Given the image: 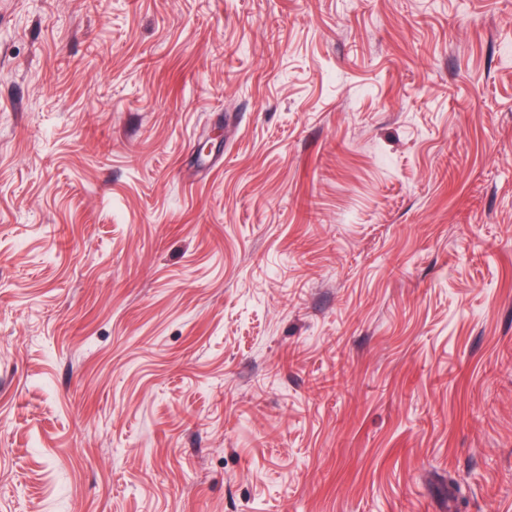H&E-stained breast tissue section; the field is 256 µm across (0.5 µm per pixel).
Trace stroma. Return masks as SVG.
<instances>
[{
  "mask_svg": "<svg viewBox=\"0 0 512 512\" xmlns=\"http://www.w3.org/2000/svg\"><path fill=\"white\" fill-rule=\"evenodd\" d=\"M0 512H512V0H0Z\"/></svg>",
  "mask_w": 512,
  "mask_h": 512,
  "instance_id": "stroma-1",
  "label": "stroma"
}]
</instances>
